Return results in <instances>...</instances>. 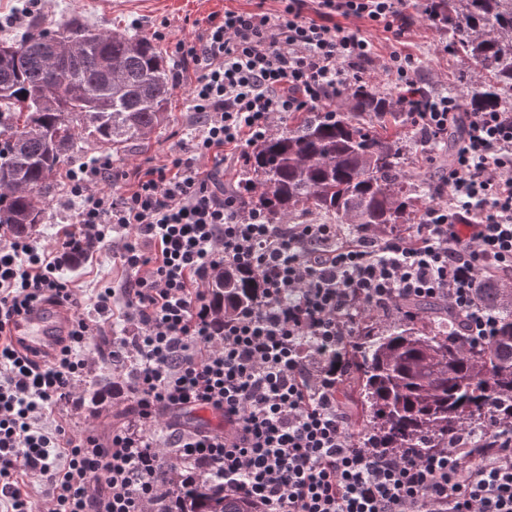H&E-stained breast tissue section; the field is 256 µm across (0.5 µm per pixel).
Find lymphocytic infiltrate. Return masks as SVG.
I'll list each match as a JSON object with an SVG mask.
<instances>
[{
    "instance_id": "lymphocytic-infiltrate-1",
    "label": "lymphocytic infiltrate",
    "mask_w": 512,
    "mask_h": 512,
    "mask_svg": "<svg viewBox=\"0 0 512 512\" xmlns=\"http://www.w3.org/2000/svg\"><path fill=\"white\" fill-rule=\"evenodd\" d=\"M276 3L208 15L176 42L172 82L199 120L189 144L130 174L113 175L104 154L69 170L77 230L53 245L0 232V512H167L168 461L221 477L259 512H512L511 417L494 416L480 448L465 428L424 452L388 448L354 431L337 371L312 359L353 340L364 313L397 314L405 301H440L461 317L464 340L495 335L481 290L512 274V113L467 112L445 95L416 105L415 61L392 51L385 73L423 146L462 130L421 224L381 235L268 223L202 160L242 158L277 116L326 108L361 81L372 55L364 26L398 44L409 33V0ZM106 246L122 284L82 300L59 271ZM225 268L255 274L262 296L220 324L208 286ZM42 302L77 312L67 343L43 361L9 330ZM88 304L97 320L82 316ZM117 312L136 327L112 339L133 366V417L105 441L72 434L55 415L98 322ZM197 407L220 427H160L162 414Z\"/></svg>"
}]
</instances>
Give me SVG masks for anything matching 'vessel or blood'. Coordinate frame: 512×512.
<instances>
[{
	"mask_svg": "<svg viewBox=\"0 0 512 512\" xmlns=\"http://www.w3.org/2000/svg\"><path fill=\"white\" fill-rule=\"evenodd\" d=\"M72 322L71 309L43 303L15 317L10 329L18 346L46 355L67 338Z\"/></svg>",
	"mask_w": 512,
	"mask_h": 512,
	"instance_id": "obj_1",
	"label": "vessel or blood"
}]
</instances>
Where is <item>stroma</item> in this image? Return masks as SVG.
Returning a JSON list of instances; mask_svg holds the SVG:
<instances>
[{
	"label": "stroma",
	"mask_w": 512,
	"mask_h": 512,
	"mask_svg": "<svg viewBox=\"0 0 512 512\" xmlns=\"http://www.w3.org/2000/svg\"><path fill=\"white\" fill-rule=\"evenodd\" d=\"M246 7L247 0H112L111 11H103L97 0H44L40 11L26 17L19 24L10 19L22 7L20 0H0V40H17L31 29L32 24L54 30L70 20L104 31L118 27L128 28L141 35H151L154 26L166 23V37L161 40L163 50H170L180 39L191 37L196 20L210 13L223 12L231 3ZM424 0H412L408 14L412 18L406 43L420 66V80L431 85L435 92L458 97L456 76L464 64L448 49L447 35L438 32L423 16ZM166 122L153 134L148 145L126 144L112 156L115 171L126 172L136 167L148 168L166 162L168 155L179 145L188 143L194 131L196 114L188 109L185 88L174 89L169 103ZM44 219L37 234L48 244L71 228L75 210L73 202L62 193L60 181H53L46 197L41 200ZM63 280L71 282L82 297L95 295L98 288L118 284L123 275L110 249L96 251L95 255L78 266H65L60 271ZM130 407L127 384L120 383L105 393L98 404L97 413H89L79 403H71L64 411L70 431L94 432L107 437L113 424L123 420Z\"/></svg>",
	"instance_id": "stroma-1"
}]
</instances>
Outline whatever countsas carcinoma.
Listing matches in <instances>:
<instances>
[{
    "label": "carcinoma",
    "mask_w": 512,
    "mask_h": 512,
    "mask_svg": "<svg viewBox=\"0 0 512 512\" xmlns=\"http://www.w3.org/2000/svg\"><path fill=\"white\" fill-rule=\"evenodd\" d=\"M425 15L448 32L450 47L478 73L461 76L467 111L512 113V0H424ZM6 46L0 60V225L27 238L42 223L39 198L50 179L74 162V143L86 134L118 151L145 144L166 120L172 95L170 64L156 42L128 30L98 32L71 20L46 35L31 32ZM332 112H293L288 128L255 144L242 184L263 187L246 206L270 224L306 213L338 224H366L387 233L419 224L435 169L448 148L406 162L408 131L398 97L363 83ZM215 318L254 306L257 278L237 269L216 272L209 284ZM500 321L498 334L475 345L455 341L457 320L430 302L416 315L381 325L360 322L353 342L324 355L352 371L339 385L356 423L389 448H432L462 427L484 442L492 411L512 415V299L496 282L482 289ZM174 512H256L245 497L224 491L215 476H189L175 464L162 470Z\"/></svg>",
    "instance_id": "cac0c4a2"
}]
</instances>
